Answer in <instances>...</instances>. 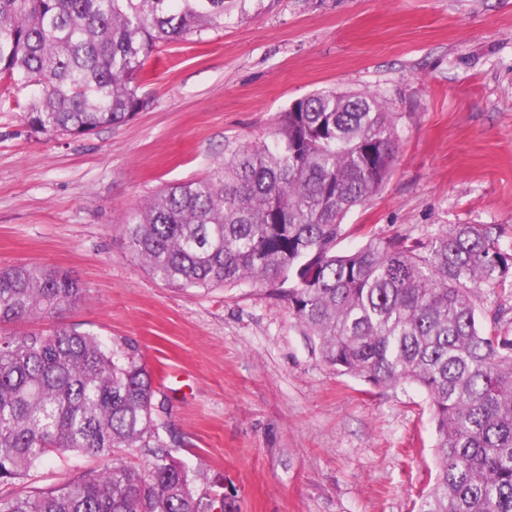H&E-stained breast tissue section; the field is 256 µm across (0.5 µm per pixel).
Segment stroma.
Here are the masks:
<instances>
[{"instance_id": "stroma-1", "label": "stroma", "mask_w": 512, "mask_h": 512, "mask_svg": "<svg viewBox=\"0 0 512 512\" xmlns=\"http://www.w3.org/2000/svg\"><path fill=\"white\" fill-rule=\"evenodd\" d=\"M320 89L376 95L398 134L389 180L346 216L338 251L454 224L500 225L512 248V0H252L223 28L157 45L148 105L123 126L34 136L0 104V265L85 288L19 330L138 344L164 374L173 455L224 512H417L435 461L424 392L337 374L267 287L168 288L122 236L129 211L267 141ZM104 465L56 456L25 487Z\"/></svg>"}]
</instances>
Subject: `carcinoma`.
<instances>
[{
	"label": "carcinoma",
	"instance_id": "obj_1",
	"mask_svg": "<svg viewBox=\"0 0 512 512\" xmlns=\"http://www.w3.org/2000/svg\"><path fill=\"white\" fill-rule=\"evenodd\" d=\"M248 0H0V86L38 87L32 134L82 137L144 110L152 48L224 26ZM396 127L369 92L317 90L202 177L164 188L122 224L144 270L182 291L271 284L336 372L428 397L434 478L418 512H512V334L479 317L512 277L497 224L422 239L370 236L336 251L343 220L388 181ZM83 288L47 266L0 267V325L49 317ZM158 382L138 348L53 326L0 331V487L54 455L112 457L47 488L0 494V512H214L173 456ZM121 448L146 456L136 466Z\"/></svg>",
	"mask_w": 512,
	"mask_h": 512
}]
</instances>
